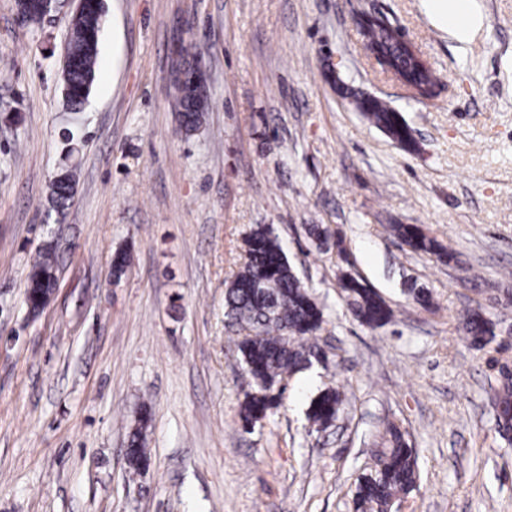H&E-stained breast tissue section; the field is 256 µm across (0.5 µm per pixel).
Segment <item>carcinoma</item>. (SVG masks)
Segmentation results:
<instances>
[{
  "instance_id": "carcinoma-1",
  "label": "carcinoma",
  "mask_w": 512,
  "mask_h": 512,
  "mask_svg": "<svg viewBox=\"0 0 512 512\" xmlns=\"http://www.w3.org/2000/svg\"><path fill=\"white\" fill-rule=\"evenodd\" d=\"M24 24L38 25L45 12L29 0L19 4ZM103 26L101 0H88L79 16L71 21L66 61L62 70L66 101L71 111L83 108L84 93L91 92L99 54V33ZM369 44L393 58V68L403 70L406 82L421 93L433 89L435 76L427 67L416 70L417 57L401 48L391 25L382 19L362 23ZM359 111L370 124L383 130L397 144L412 148L409 128L402 117L386 101L355 97ZM175 106L181 129L195 131L204 112L205 101L190 82L177 85ZM71 165L62 177L51 183V194L57 205H65L73 195L74 170ZM392 235L410 251L443 257L441 245L418 224H392ZM246 260L225 284V316L237 325L246 324L253 335L237 341L236 347L250 379L240 417L252 426L276 408L283 390L278 384L306 368L312 361L324 362L327 354L316 338L325 324L323 307L309 287L291 266L281 241L265 224L253 227L244 240ZM54 260L51 250L41 251L32 262L27 275L26 303L32 313L38 312L42 298L55 284ZM339 288L355 319L370 328H379L392 321L394 313L384 298L357 279L343 275ZM460 324L466 340L475 349H482L496 337V323L480 310L465 311ZM491 404L498 433L512 439V374L500 373L499 383L492 388ZM342 406L338 390L326 388L310 402L307 417L315 426L325 429L336 421ZM150 421L147 411L141 413L128 439L126 455L137 471L147 468L149 456L143 444V430ZM375 468L362 474L355 486V504L360 512H390L395 501L410 493L419 480L415 449L409 447L399 427L390 423L378 443Z\"/></svg>"
}]
</instances>
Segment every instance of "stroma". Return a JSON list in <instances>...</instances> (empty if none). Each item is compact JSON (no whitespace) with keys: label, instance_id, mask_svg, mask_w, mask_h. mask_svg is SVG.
<instances>
[{"label":"stroma","instance_id":"35a3bbf8","mask_svg":"<svg viewBox=\"0 0 512 512\" xmlns=\"http://www.w3.org/2000/svg\"><path fill=\"white\" fill-rule=\"evenodd\" d=\"M65 2L33 29L0 0V512H354L390 423L420 470L401 512H512V444L490 400L512 367V0H475L483 25L466 42L425 0H104L76 114L62 66L79 0ZM366 17L398 26L439 79L433 97L382 72ZM178 40L201 50L209 89L189 135L173 107ZM355 91L401 112L414 149L370 125ZM69 159L77 185L59 209L50 187ZM258 224L324 305L329 360L250 429L224 290ZM312 224L343 253L319 248ZM392 224L424 225L453 260L409 251ZM48 244L57 284L34 317L26 275ZM345 273L392 322L354 319ZM477 307L500 331L480 350L459 323ZM328 387L344 405L319 432L306 412ZM144 407L150 463L134 475ZM149 421L150 414L146 410L141 413L136 425L129 434L126 455L131 467L137 471L147 468L149 464L147 449L144 448L143 444V430L147 427Z\"/></svg>","mask_w":512,"mask_h":512}]
</instances>
